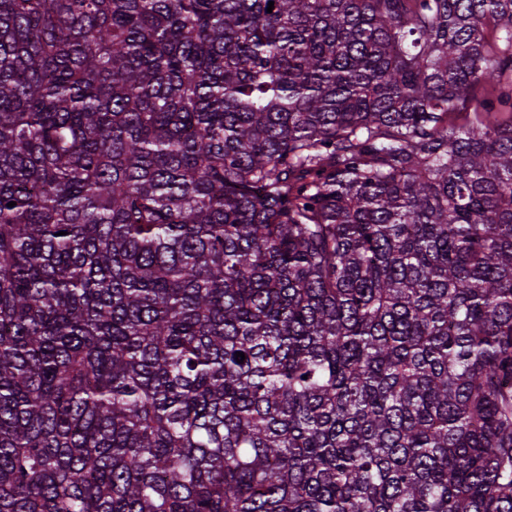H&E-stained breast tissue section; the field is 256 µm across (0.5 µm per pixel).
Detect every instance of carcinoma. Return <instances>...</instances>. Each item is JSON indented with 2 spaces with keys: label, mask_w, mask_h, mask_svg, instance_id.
<instances>
[{
  "label": "carcinoma",
  "mask_w": 512,
  "mask_h": 512,
  "mask_svg": "<svg viewBox=\"0 0 512 512\" xmlns=\"http://www.w3.org/2000/svg\"><path fill=\"white\" fill-rule=\"evenodd\" d=\"M268 3L0 0V512H512V0Z\"/></svg>",
  "instance_id": "cac0c4a2"
}]
</instances>
